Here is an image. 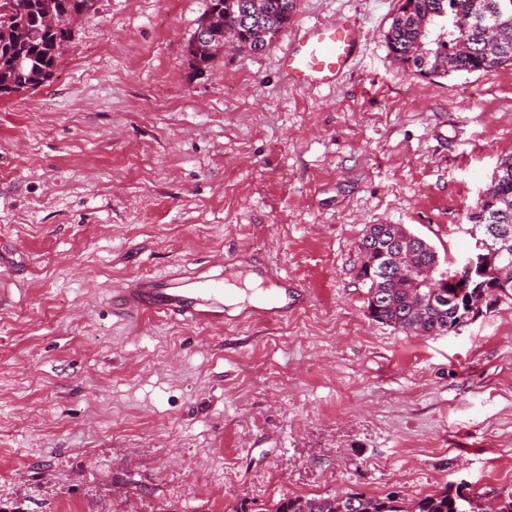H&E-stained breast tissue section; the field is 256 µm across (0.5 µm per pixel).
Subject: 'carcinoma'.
<instances>
[{"label": "carcinoma", "mask_w": 512, "mask_h": 512, "mask_svg": "<svg viewBox=\"0 0 512 512\" xmlns=\"http://www.w3.org/2000/svg\"><path fill=\"white\" fill-rule=\"evenodd\" d=\"M93 0H0V88L14 91L35 90L53 76L57 59L71 41L73 26L89 12ZM222 6L224 27L210 33L206 40L189 39L186 53L194 71L211 67L216 58L214 46L261 52L288 27L294 0H276L280 17L268 14L264 0H209ZM512 0H399V9L384 34L395 61L416 72L435 75L440 66L453 60L457 72H487L512 63V26L505 25L496 34L492 49H487L480 26L472 24L464 31L446 28L447 18L455 13H473L484 19L496 14ZM53 23L44 21L45 14ZM432 25L430 34H421V24ZM508 170L507 180H491L490 192L478 198L472 222L485 213H498L502 232L512 248V157L500 163ZM400 224H373L359 245L363 262L359 276L367 285L366 308L375 321L416 336L441 335L457 322L455 305L448 289L439 286L442 272L439 258L428 242L404 243V249L391 252L390 243L404 239ZM400 270L399 275L382 279L368 269L378 262L381 250ZM460 492L444 488L421 497L408 498L391 491L383 496L341 491L327 496H284L270 506L242 500L231 512H460ZM467 512H512V493L498 499L487 509L468 500Z\"/></svg>", "instance_id": "carcinoma-1"}]
</instances>
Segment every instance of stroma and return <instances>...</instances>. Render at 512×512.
<instances>
[{
	"mask_svg": "<svg viewBox=\"0 0 512 512\" xmlns=\"http://www.w3.org/2000/svg\"><path fill=\"white\" fill-rule=\"evenodd\" d=\"M208 0H96L53 77L0 99V512H230L241 500L512 490V300L441 336L372 320L367 226L456 269L512 157V65L423 77L398 0H295L266 51L193 72ZM357 20L336 88L286 84L304 23ZM295 282L284 320L112 311L126 279L216 257Z\"/></svg>",
	"mask_w": 512,
	"mask_h": 512,
	"instance_id": "obj_1",
	"label": "stroma"
}]
</instances>
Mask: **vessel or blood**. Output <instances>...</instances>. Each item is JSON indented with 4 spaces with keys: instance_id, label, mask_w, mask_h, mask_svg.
<instances>
[{
    "instance_id": "b4317fda",
    "label": "vessel or blood",
    "mask_w": 512,
    "mask_h": 512,
    "mask_svg": "<svg viewBox=\"0 0 512 512\" xmlns=\"http://www.w3.org/2000/svg\"><path fill=\"white\" fill-rule=\"evenodd\" d=\"M361 44L358 24L342 20L318 22L283 48L280 65L292 86L331 88L356 61ZM245 273L258 282L261 293L257 303L241 304V315L265 321L287 317L292 305L287 278L273 279L264 267L243 268L221 259L165 275L129 278L113 290L112 309L120 316H157L184 324L220 326L230 318L226 286Z\"/></svg>"
}]
</instances>
